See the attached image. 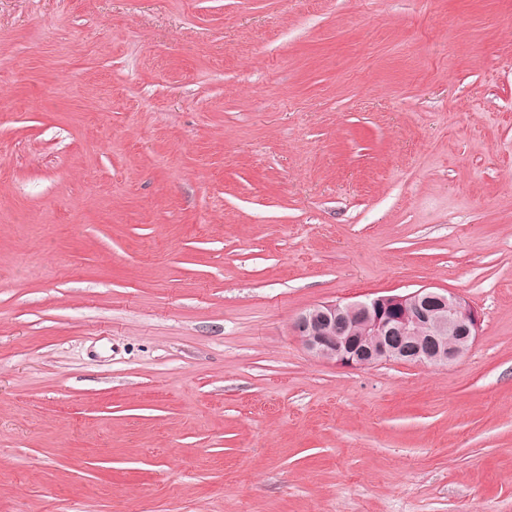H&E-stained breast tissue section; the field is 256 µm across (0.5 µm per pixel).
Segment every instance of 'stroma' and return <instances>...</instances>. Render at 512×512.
Masks as SVG:
<instances>
[{"label": "stroma", "mask_w": 512, "mask_h": 512, "mask_svg": "<svg viewBox=\"0 0 512 512\" xmlns=\"http://www.w3.org/2000/svg\"><path fill=\"white\" fill-rule=\"evenodd\" d=\"M0 512H512V0H0ZM478 323L477 312L460 297L422 288L405 295L317 304L303 311L292 327L313 356L361 368L386 361L447 365L474 343ZM355 327L363 329V336ZM423 330L428 336H422ZM446 331L447 338L442 336Z\"/></svg>", "instance_id": "1"}]
</instances>
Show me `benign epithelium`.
I'll return each instance as SVG.
<instances>
[{
	"label": "benign epithelium",
	"instance_id": "benign-epithelium-1",
	"mask_svg": "<svg viewBox=\"0 0 512 512\" xmlns=\"http://www.w3.org/2000/svg\"><path fill=\"white\" fill-rule=\"evenodd\" d=\"M477 312L463 299L430 288L303 311L293 330L313 356L344 368L386 361L444 366L474 343Z\"/></svg>",
	"mask_w": 512,
	"mask_h": 512
}]
</instances>
